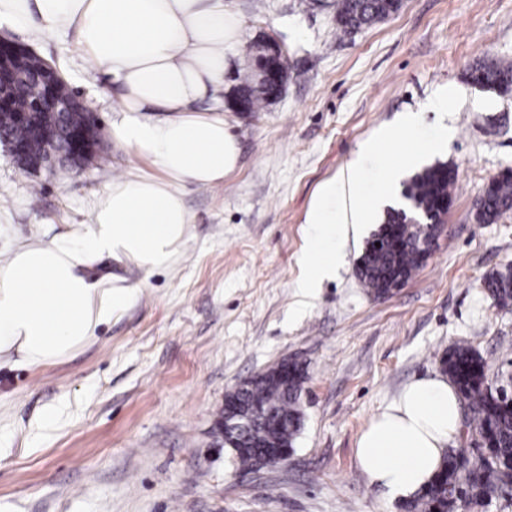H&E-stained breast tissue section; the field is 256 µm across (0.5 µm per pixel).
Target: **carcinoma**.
<instances>
[{"mask_svg":"<svg viewBox=\"0 0 512 512\" xmlns=\"http://www.w3.org/2000/svg\"><path fill=\"white\" fill-rule=\"evenodd\" d=\"M401 0H336V31L342 35L369 28L397 12ZM469 77L481 89L499 95L512 93V60L478 62ZM278 94L276 86H261L256 71L244 75L236 96L243 110L252 112ZM31 97V85L17 81L15 108L23 109ZM29 141L39 154L43 144L29 139L27 128L16 124L11 111H0V135ZM456 184V171L436 163L413 176L404 190L405 206L387 211L382 224L368 239L357 261L361 284L380 299L394 295L423 265L419 243L424 235L437 238L442 232ZM512 213V170L491 179L477 202L476 220L494 224ZM380 246H375V243ZM494 301L512 303V272L496 273L485 282ZM443 373L456 385L467 432L480 439L479 448H453L444 456L430 483L402 504L403 512H466L484 507L499 497L512 495V404L502 401L489 378L485 359L467 345H457L439 359ZM306 370L294 367L284 391L273 382L256 381L244 392L252 408L267 415L249 429L251 439L262 442L269 433L288 438L294 449L302 425L300 397Z\"/></svg>","mask_w":512,"mask_h":512,"instance_id":"1","label":"carcinoma"}]
</instances>
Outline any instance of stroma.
Instances as JSON below:
<instances>
[{"label":"stroma","mask_w":512,"mask_h":512,"mask_svg":"<svg viewBox=\"0 0 512 512\" xmlns=\"http://www.w3.org/2000/svg\"><path fill=\"white\" fill-rule=\"evenodd\" d=\"M336 0H230L245 45L229 56L224 97L251 62L247 43L278 39L288 78L255 112H228L241 149L224 182L183 190L192 218L174 264L144 275L105 259L88 270L141 287L125 311L56 363L0 355V512H401L357 467L362 430L411 381L438 372L448 348L483 356L492 381L512 374V305L484 280L512 269V214L477 223L489 180L512 169V96L470 83L480 60H512V0H402L349 36ZM56 61L98 113L97 158L81 170L28 173L0 144V263L31 240L89 223L113 178L153 173L112 142L116 90L91 69L75 31L12 33ZM464 103L439 161L457 171L438 245L392 297L355 275L367 234L348 232L344 262L299 295L306 212L361 142L400 112L423 113L440 89ZM305 362L303 427L287 463L239 468L214 445L225 393L284 359ZM55 419H46L48 410Z\"/></svg>","instance_id":"obj_1"}]
</instances>
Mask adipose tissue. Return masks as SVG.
Here are the masks:
<instances>
[{"label":"adipose tissue","instance_id":"1","mask_svg":"<svg viewBox=\"0 0 512 512\" xmlns=\"http://www.w3.org/2000/svg\"><path fill=\"white\" fill-rule=\"evenodd\" d=\"M3 23L77 28L92 68L120 89L113 141L163 174L112 180L89 223L19 245L0 264V353L39 367L76 350L135 297L134 287L104 286L87 268L103 258L147 274L168 268L190 224L180 185L209 187L236 170L224 69L244 25L225 0H0ZM460 421L447 377L414 380L360 434L357 465L369 484L409 498L438 471Z\"/></svg>","mask_w":512,"mask_h":512}]
</instances>
